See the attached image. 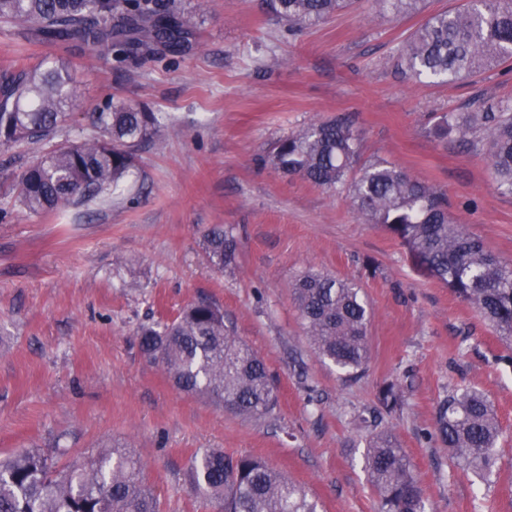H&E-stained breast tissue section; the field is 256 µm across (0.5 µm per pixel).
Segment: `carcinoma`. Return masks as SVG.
Here are the masks:
<instances>
[{
	"label": "carcinoma",
	"instance_id": "obj_1",
	"mask_svg": "<svg viewBox=\"0 0 512 512\" xmlns=\"http://www.w3.org/2000/svg\"><path fill=\"white\" fill-rule=\"evenodd\" d=\"M396 14L423 0H378ZM356 0H272L288 27L327 20ZM0 23L52 41L78 42L121 61L145 64L191 46L197 23L176 0H0ZM512 58V0H468L465 7L428 18L411 32L401 64L415 78L444 81L467 77ZM73 103L68 65L36 64L0 77V148L63 136ZM93 133L65 139L33 160L15 184V204L31 213L87 208L125 184L134 166L130 148L162 129L158 113L105 101L89 115ZM439 139L483 134L499 190L512 194V103L482 112H450L433 126ZM361 139L346 117L319 121L280 138L263 162L315 186L348 190L359 215L407 249L415 267L469 304L512 343V264L501 261L468 234L449 211L448 196L386 161L360 163ZM209 264L237 266L234 226L209 228L202 243ZM292 296L315 351L345 372L362 377L369 360L370 312L354 280L309 270L294 281ZM141 353L161 364L177 390L203 395L245 420H260L277 407L276 383L263 359L234 335L224 309L199 301L161 327L136 330ZM381 408H401L397 381L383 384ZM436 435L462 469L493 483L500 428L487 397L453 388L439 405ZM367 479L380 512H428L423 490L391 431L370 432ZM194 492L218 512H320L306 491L250 455L209 449L194 461ZM159 497L142 465L118 446L56 470L36 449L0 459V512H160Z\"/></svg>",
	"mask_w": 512,
	"mask_h": 512
}]
</instances>
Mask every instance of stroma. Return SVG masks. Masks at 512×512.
I'll return each instance as SVG.
<instances>
[{
	"instance_id": "1",
	"label": "stroma",
	"mask_w": 512,
	"mask_h": 512,
	"mask_svg": "<svg viewBox=\"0 0 512 512\" xmlns=\"http://www.w3.org/2000/svg\"><path fill=\"white\" fill-rule=\"evenodd\" d=\"M464 0H426L396 15L377 0L289 30L269 0H179L198 30L185 56L117 64L85 47L53 45L0 24V72L68 64L75 91L66 129L88 133L106 100L160 113L159 137L135 149L121 192L81 211L15 207L13 185L45 147L0 149V458L37 448L58 467L128 445L161 512H216L190 491L210 448L267 461L318 500L322 512H379L366 482V442L353 409L372 408L401 380L403 405L386 417L430 512H512V347L398 240L364 223L346 191H329L261 164L289 131L349 116L362 159L389 161L444 190L458 223L512 262V195L497 190L485 150L434 137L436 116L512 101V61L449 82L416 80L403 40L428 16ZM238 232V265H208L202 236ZM318 269L363 288L371 317L365 375L349 382L321 362L291 299ZM223 307L227 324L266 362L278 406L248 421L176 390L139 350L143 323L187 304ZM455 386L480 390L501 429L497 483H474L434 433Z\"/></svg>"
}]
</instances>
